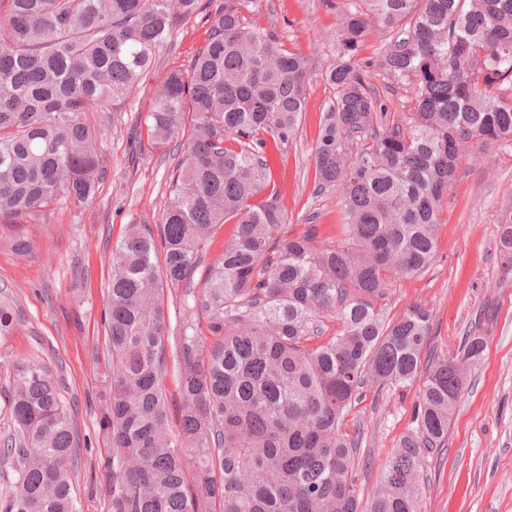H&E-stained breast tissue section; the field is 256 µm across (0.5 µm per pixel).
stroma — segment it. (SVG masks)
I'll use <instances>...</instances> for the list:
<instances>
[{"label":"stroma","mask_w":512,"mask_h":512,"mask_svg":"<svg viewBox=\"0 0 512 512\" xmlns=\"http://www.w3.org/2000/svg\"><path fill=\"white\" fill-rule=\"evenodd\" d=\"M349 2L267 0L254 15L313 64L306 110L278 152L272 175L289 230H302L312 214L321 237L331 239L340 235L337 198L314 191L313 147L332 96L322 75L336 60V30ZM201 36L196 24L177 28L138 93L97 114L106 177L90 206H63L46 221L21 225L33 242L25 256L10 251L4 238L11 229L0 225V301L9 302L18 316L15 333L0 340V362L35 360L61 377L62 397L81 442L82 467L74 478L80 512H111L105 490L108 448L98 422L112 246L131 222H159L176 164L147 145L144 120L156 85L171 69H189ZM508 205L512 145L472 144L448 191L434 262L393 281L386 302L394 318L410 305L426 306L433 316L430 343L439 351L456 352L474 330L486 338L484 355L469 373L452 416L447 446L423 455L429 482L422 512H512V261L499 250L501 213ZM417 395L414 387L381 395L370 391L349 414L348 424L361 432L360 498L372 496L385 461L411 428Z\"/></svg>","instance_id":"obj_1"}]
</instances>
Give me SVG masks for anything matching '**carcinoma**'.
<instances>
[{
	"mask_svg": "<svg viewBox=\"0 0 512 512\" xmlns=\"http://www.w3.org/2000/svg\"><path fill=\"white\" fill-rule=\"evenodd\" d=\"M263 0H0V224L91 203L105 166L88 117L122 102L155 68L175 28L201 18L191 69H172L148 115L154 150L180 156L161 222L127 225L112 246L100 431L110 445L112 512H422V449L448 441L453 411L486 338L422 355L431 314L386 315L391 282L436 257L448 188L471 141L512 144V0H352L333 98L314 145V183L334 191L342 237L288 231L270 150L294 135L310 59L247 12ZM375 56L360 58L373 25ZM378 70L412 91L388 116ZM235 238L194 273L217 229ZM512 258V207L500 221ZM193 297L168 336L166 292ZM340 328L328 332V322ZM0 302V338L16 329ZM179 369V428L162 379ZM11 371L0 445V512H79L81 461L61 380L36 361ZM419 384L414 427L371 500L354 476L360 434L345 419L370 386Z\"/></svg>",
	"mask_w": 512,
	"mask_h": 512,
	"instance_id": "1",
	"label": "carcinoma"
}]
</instances>
